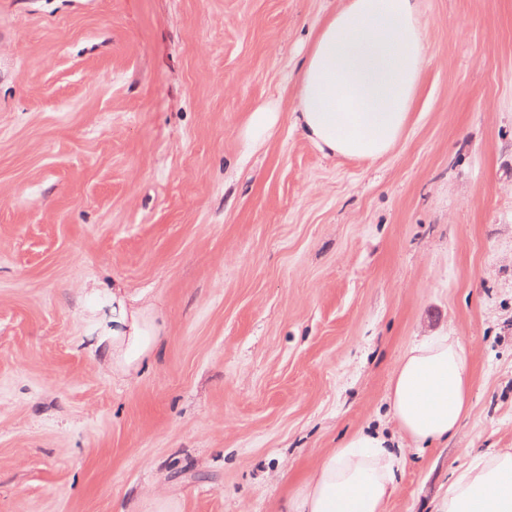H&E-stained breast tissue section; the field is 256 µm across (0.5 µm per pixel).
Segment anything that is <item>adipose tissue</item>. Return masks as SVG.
<instances>
[{"label": "adipose tissue", "mask_w": 512, "mask_h": 512, "mask_svg": "<svg viewBox=\"0 0 512 512\" xmlns=\"http://www.w3.org/2000/svg\"><path fill=\"white\" fill-rule=\"evenodd\" d=\"M418 0H342L319 27L299 74L296 125L320 149L374 160L404 132L425 61ZM86 319L104 369L126 376L154 355L155 306L146 293L86 282ZM471 359L453 336H430L404 354L387 415L398 434L366 428L344 440L295 489L286 512H386L398 451L453 436L468 409ZM437 512H512V448L483 454L448 484Z\"/></svg>", "instance_id": "ef3b65f1"}]
</instances>
